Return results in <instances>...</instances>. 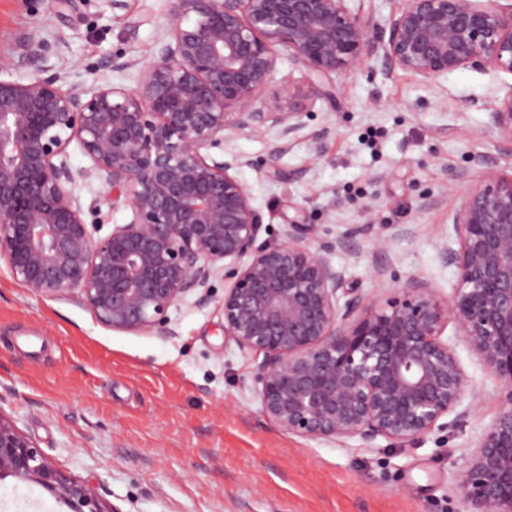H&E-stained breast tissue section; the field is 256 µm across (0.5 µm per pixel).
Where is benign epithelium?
<instances>
[{
  "mask_svg": "<svg viewBox=\"0 0 512 512\" xmlns=\"http://www.w3.org/2000/svg\"><path fill=\"white\" fill-rule=\"evenodd\" d=\"M350 0H174L137 86L81 92L61 74L0 78V259L32 294L79 291L115 331L167 330L169 310L219 273L224 335L256 363L263 413L303 437L382 438L413 445L462 423L472 395L448 324L496 375L499 408L456 476L468 512H512V174L495 165L463 186L452 213L458 248H442L458 282L442 301L426 282L365 296L328 253L317 224H290L257 243L261 216L237 172L253 162L224 149L229 136L277 130L274 165L304 125L307 105L331 98V77L371 61L436 83L465 69L512 75V5L499 0H404L373 40ZM303 72L261 106L283 54ZM512 141V85L489 105ZM79 172L132 220L87 223L74 196ZM35 483L67 512H107L84 481L66 477L0 414V482Z\"/></svg>",
  "mask_w": 512,
  "mask_h": 512,
  "instance_id": "benign-epithelium-1",
  "label": "benign epithelium"
}]
</instances>
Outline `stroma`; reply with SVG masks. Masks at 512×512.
<instances>
[{
  "instance_id": "35a3bbf8",
  "label": "stroma",
  "mask_w": 512,
  "mask_h": 512,
  "mask_svg": "<svg viewBox=\"0 0 512 512\" xmlns=\"http://www.w3.org/2000/svg\"><path fill=\"white\" fill-rule=\"evenodd\" d=\"M171 0H0V64L7 79L33 68L10 61L39 53L66 86L88 91L135 86L139 71L106 68L115 55L151 61L171 22ZM512 75L467 69L437 84L362 67L331 79L306 126L276 165L265 162L275 131L237 136L224 149L251 159L239 177L263 226L282 240L288 224H316L321 241L349 233L329 259L370 298L394 283L431 284L447 298L457 283L442 246H455L448 176L479 171V160L512 169V142L486 109ZM83 210L105 226L131 221L106 190L76 179ZM387 250L375 251L377 237ZM190 295L169 311L170 332H119L101 324L74 292L31 294L0 259V415L65 475L87 482L107 512H464L454 475L498 409L500 384L454 329L473 388L470 414L448 434L403 448L383 439L339 445L282 429L261 410L250 355L224 337L218 304ZM0 512H66L40 486L0 482Z\"/></svg>"
}]
</instances>
